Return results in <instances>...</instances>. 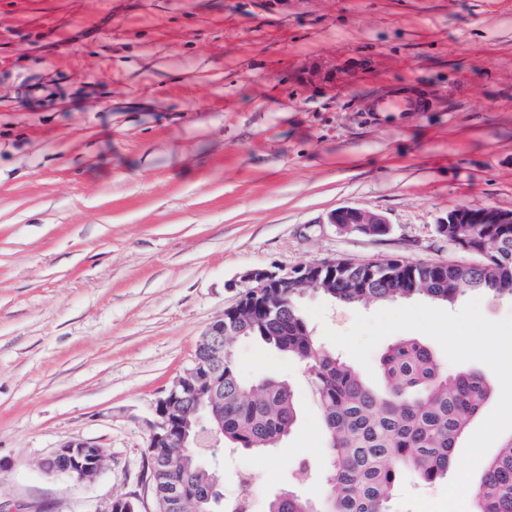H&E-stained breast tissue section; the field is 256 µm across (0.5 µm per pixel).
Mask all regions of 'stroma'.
<instances>
[{"instance_id":"stroma-1","label":"stroma","mask_w":512,"mask_h":512,"mask_svg":"<svg viewBox=\"0 0 512 512\" xmlns=\"http://www.w3.org/2000/svg\"><path fill=\"white\" fill-rule=\"evenodd\" d=\"M395 87L421 112H375ZM458 206L512 210V0H0V503L142 512L144 422L249 269L453 257ZM343 207L386 233H346ZM325 305L348 331L379 302ZM248 381L287 378L278 448L225 451L253 512L297 487L321 501L326 440L303 364L253 339ZM82 439L93 483L42 471ZM328 220L329 224H335L340 230H348L353 224H377L376 228H368V234H366L361 227H355L350 231H343L358 232L365 235H377V233L383 229L384 224H387L381 215L356 207H343L337 209L329 215ZM384 232H386V229L382 233Z\"/></svg>"}]
</instances>
